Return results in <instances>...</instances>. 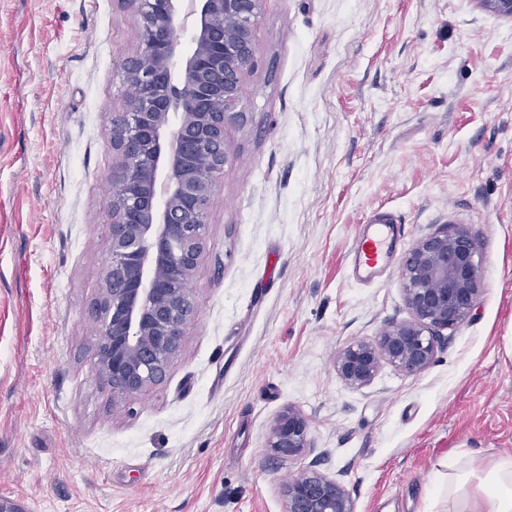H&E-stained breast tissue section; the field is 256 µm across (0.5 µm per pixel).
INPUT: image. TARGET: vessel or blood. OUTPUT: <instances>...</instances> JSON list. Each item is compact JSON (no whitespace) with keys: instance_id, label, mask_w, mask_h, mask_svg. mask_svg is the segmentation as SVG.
<instances>
[{"instance_id":"b4317fda","label":"vessel or blood","mask_w":512,"mask_h":512,"mask_svg":"<svg viewBox=\"0 0 512 512\" xmlns=\"http://www.w3.org/2000/svg\"><path fill=\"white\" fill-rule=\"evenodd\" d=\"M400 235L399 221L394 214H374L352 252V268L363 277H378L388 268Z\"/></svg>"}]
</instances>
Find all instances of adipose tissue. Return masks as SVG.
<instances>
[{"instance_id":"1","label":"adipose tissue","mask_w":512,"mask_h":512,"mask_svg":"<svg viewBox=\"0 0 512 512\" xmlns=\"http://www.w3.org/2000/svg\"><path fill=\"white\" fill-rule=\"evenodd\" d=\"M437 489L451 512H512V455L479 466L444 463Z\"/></svg>"}]
</instances>
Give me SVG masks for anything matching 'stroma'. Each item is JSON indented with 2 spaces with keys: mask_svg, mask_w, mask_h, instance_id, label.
Here are the masks:
<instances>
[{
  "mask_svg": "<svg viewBox=\"0 0 512 512\" xmlns=\"http://www.w3.org/2000/svg\"><path fill=\"white\" fill-rule=\"evenodd\" d=\"M135 0H0V495L31 512H284L309 466L357 512H448L440 462L512 454V18L480 0H263L165 381L116 403L92 305L109 261L112 115ZM399 215L391 268L349 251ZM466 225L483 293L435 357L362 389L337 351L408 319L401 267ZM295 407L313 448L267 440Z\"/></svg>",
  "mask_w": 512,
  "mask_h": 512,
  "instance_id": "35a3bbf8",
  "label": "stroma"
}]
</instances>
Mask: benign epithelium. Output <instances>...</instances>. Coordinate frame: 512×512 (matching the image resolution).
<instances>
[{"mask_svg":"<svg viewBox=\"0 0 512 512\" xmlns=\"http://www.w3.org/2000/svg\"><path fill=\"white\" fill-rule=\"evenodd\" d=\"M263 0H138L147 51L122 63L132 92L112 120L115 192L92 350L100 380L123 402L160 385L195 311L185 288L202 252L210 199L230 161L228 131L241 116V88L259 54ZM195 17L181 49L177 19ZM182 112L172 127L169 115ZM479 246L463 225L421 237L401 278L411 318L374 341L336 353L349 386L371 384L382 364L413 376L432 363L438 331L463 325L481 296ZM311 447L294 407L275 419L268 448L292 460ZM285 512H356L336 478L307 468L284 490Z\"/></svg>","mask_w":512,"mask_h":512,"instance_id":"7a95c632","label":"benign epithelium"}]
</instances>
